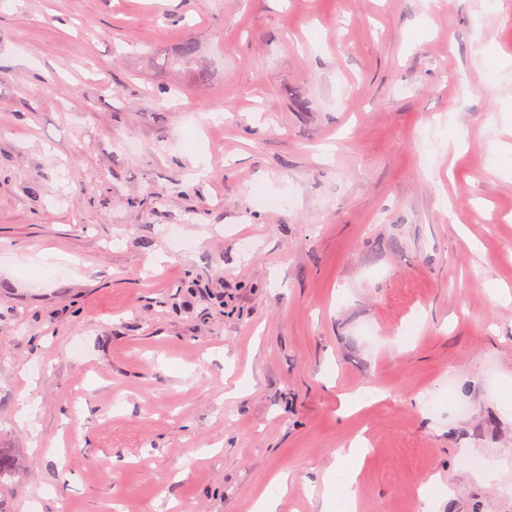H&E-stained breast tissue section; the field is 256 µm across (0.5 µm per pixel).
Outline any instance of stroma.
<instances>
[{"label":"stroma","instance_id":"35a3bbf8","mask_svg":"<svg viewBox=\"0 0 512 512\" xmlns=\"http://www.w3.org/2000/svg\"><path fill=\"white\" fill-rule=\"evenodd\" d=\"M509 62L512 0L0 8V512H333L352 448L512 512ZM287 475H279L261 492L255 501L252 512H276L280 499L287 490Z\"/></svg>","mask_w":512,"mask_h":512}]
</instances>
